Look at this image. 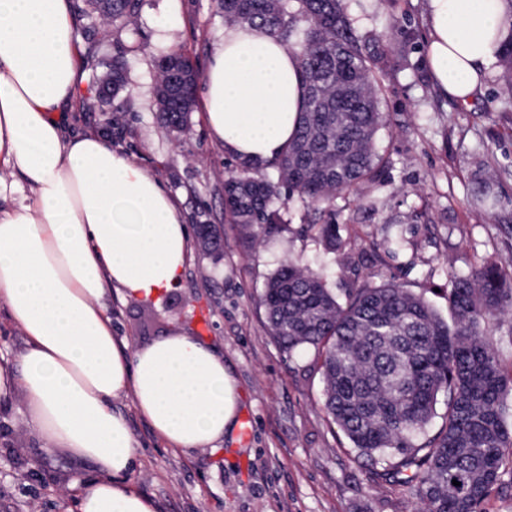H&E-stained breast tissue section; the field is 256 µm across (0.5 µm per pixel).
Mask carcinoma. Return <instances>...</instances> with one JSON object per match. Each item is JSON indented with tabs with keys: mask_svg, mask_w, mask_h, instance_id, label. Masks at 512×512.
Wrapping results in <instances>:
<instances>
[{
	"mask_svg": "<svg viewBox=\"0 0 512 512\" xmlns=\"http://www.w3.org/2000/svg\"><path fill=\"white\" fill-rule=\"evenodd\" d=\"M83 12L107 14L120 29L141 0H84ZM230 21L260 25L290 48H301L305 105L295 136L258 177L239 162L224 179V215L242 242L288 231V201L297 196L322 211L341 195L373 182L384 160L376 147L384 122L378 74L387 62L382 36L358 33L343 0H220ZM505 86L512 91V29L501 44ZM191 113L169 101L158 112L165 129L183 133ZM476 204L496 201L492 178L473 190ZM206 251L219 230L201 224ZM450 320L394 282L352 288L340 302L327 276L288 260L266 283L262 304L269 333L293 358L317 356L329 416L383 475L415 488L422 512H481L495 485H512V426L507 396L512 373L486 339L512 311V259L451 276ZM446 398L443 424L417 443ZM460 482L455 486L452 481Z\"/></svg>",
	"mask_w": 512,
	"mask_h": 512,
	"instance_id": "1",
	"label": "carcinoma"
}]
</instances>
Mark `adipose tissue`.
Instances as JSON below:
<instances>
[{"label": "adipose tissue", "instance_id": "1", "mask_svg": "<svg viewBox=\"0 0 512 512\" xmlns=\"http://www.w3.org/2000/svg\"><path fill=\"white\" fill-rule=\"evenodd\" d=\"M427 21L437 90L473 102L512 29V0H428ZM77 30L71 0H0V307L26 338L17 358L0 356V407L23 391L19 415L41 448L94 465L75 512H156L129 480L139 442L113 399L132 392L155 434L187 452L233 428L234 384L194 337L132 348L112 334L113 291L153 300L176 288L190 236L165 186L111 138L68 131ZM202 96L212 137L263 166L298 127L299 54L263 27L227 26Z\"/></svg>", "mask_w": 512, "mask_h": 512}]
</instances>
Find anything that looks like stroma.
<instances>
[{
	"label": "stroma",
	"instance_id": "obj_1",
	"mask_svg": "<svg viewBox=\"0 0 512 512\" xmlns=\"http://www.w3.org/2000/svg\"><path fill=\"white\" fill-rule=\"evenodd\" d=\"M345 5L359 32L388 43L415 39L410 68L379 75L385 165L362 195L337 198L332 255L317 239L323 214L297 198L288 204L287 234L243 249L224 220V177L236 161L210 136L202 108L192 112L188 133L157 123L156 60L173 46L207 69L226 24L217 0H143L120 32L100 18L79 21L80 29L111 35L108 58L127 73L114 99L125 123L111 133L113 148L165 184L186 224L216 225L223 237L217 254L192 245L180 285L162 303L112 301L113 334L131 345L184 332L218 347L236 384V417L247 424L221 449L176 454L131 397L113 399L140 443L131 479L158 512H416L415 490L377 476L328 417L314 351L291 359L269 336L259 304L265 281L289 258L325 272L337 298L355 284L394 281L444 316L451 275L512 257V205L489 210L468 199L487 172L512 198V96L502 91L501 63L491 65L480 99L460 105L437 92L427 69V0ZM23 405L19 391L12 409L0 410V512H69L93 466L61 450L45 453L17 414Z\"/></svg>",
	"mask_w": 512,
	"mask_h": 512
}]
</instances>
